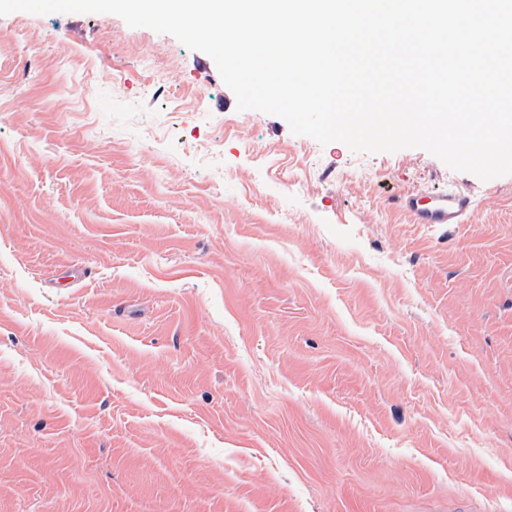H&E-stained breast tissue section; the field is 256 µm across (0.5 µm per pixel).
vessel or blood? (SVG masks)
Returning a JSON list of instances; mask_svg holds the SVG:
<instances>
[{
    "label": "vessel or blood",
    "mask_w": 512,
    "mask_h": 512,
    "mask_svg": "<svg viewBox=\"0 0 512 512\" xmlns=\"http://www.w3.org/2000/svg\"><path fill=\"white\" fill-rule=\"evenodd\" d=\"M396 205L415 224H462L474 210L472 198L454 187L426 195L403 194Z\"/></svg>",
    "instance_id": "b4317fda"
}]
</instances>
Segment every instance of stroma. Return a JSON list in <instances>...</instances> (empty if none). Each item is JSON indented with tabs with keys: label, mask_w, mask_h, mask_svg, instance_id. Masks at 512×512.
Wrapping results in <instances>:
<instances>
[{
	"label": "stroma",
	"mask_w": 512,
	"mask_h": 512,
	"mask_svg": "<svg viewBox=\"0 0 512 512\" xmlns=\"http://www.w3.org/2000/svg\"><path fill=\"white\" fill-rule=\"evenodd\" d=\"M236 105L0 16V512H512V174ZM452 184L474 222L395 206Z\"/></svg>",
	"instance_id": "1"
}]
</instances>
